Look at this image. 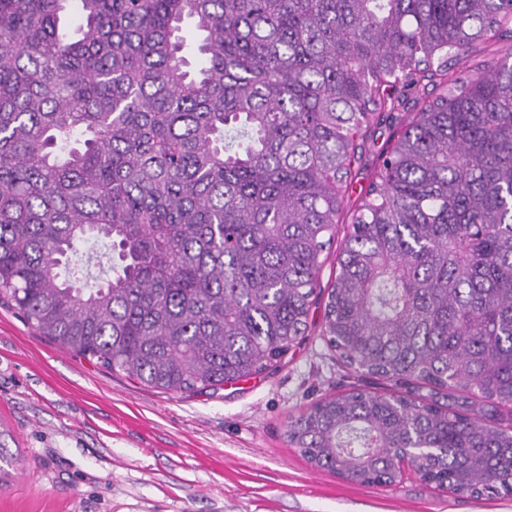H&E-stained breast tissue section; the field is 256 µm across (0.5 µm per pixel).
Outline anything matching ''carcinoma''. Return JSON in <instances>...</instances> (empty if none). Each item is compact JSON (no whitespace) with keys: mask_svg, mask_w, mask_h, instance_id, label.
Here are the masks:
<instances>
[{"mask_svg":"<svg viewBox=\"0 0 512 512\" xmlns=\"http://www.w3.org/2000/svg\"><path fill=\"white\" fill-rule=\"evenodd\" d=\"M69 2L0 0V297L194 393L277 369L332 255L321 336L392 386L322 398L288 444L362 484L407 461L512 495V0H76L74 32ZM92 239L110 278L70 267ZM394 128H389L386 125H382L376 132V135L374 138H376V141L369 144V165L361 168L360 170H357V168L354 169L353 174V182L351 185V189L349 190V195L347 197L346 203H353L356 198L359 196L362 188L366 187L368 184V179L370 175L371 165H372V159L375 155H377L382 149H384L393 133Z\"/></svg>","mask_w":512,"mask_h":512,"instance_id":"obj_1","label":"carcinoma"}]
</instances>
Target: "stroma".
<instances>
[{
	"label": "stroma",
	"instance_id": "stroma-1",
	"mask_svg": "<svg viewBox=\"0 0 512 512\" xmlns=\"http://www.w3.org/2000/svg\"><path fill=\"white\" fill-rule=\"evenodd\" d=\"M308 337L274 372L217 390L146 387L61 349L0 301V512H512L405 468L390 486L317 470L284 437L324 396L380 390Z\"/></svg>",
	"mask_w": 512,
	"mask_h": 512
}]
</instances>
